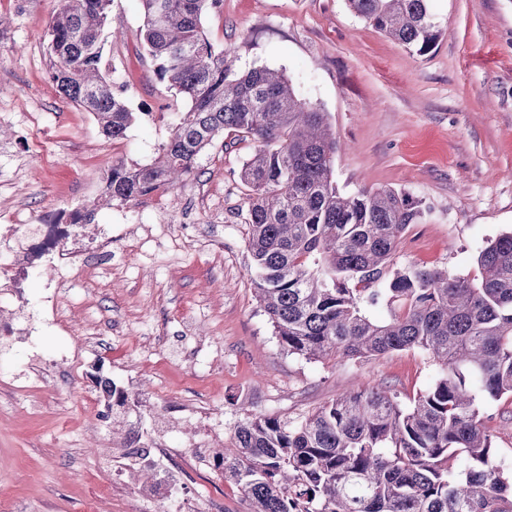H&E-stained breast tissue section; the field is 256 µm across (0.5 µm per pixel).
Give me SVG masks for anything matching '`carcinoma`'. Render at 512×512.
I'll use <instances>...</instances> for the list:
<instances>
[{
    "instance_id": "carcinoma-1",
    "label": "carcinoma",
    "mask_w": 512,
    "mask_h": 512,
    "mask_svg": "<svg viewBox=\"0 0 512 512\" xmlns=\"http://www.w3.org/2000/svg\"><path fill=\"white\" fill-rule=\"evenodd\" d=\"M112 0H60L48 26L50 78L120 140L136 120L102 70ZM142 44L188 109L146 165L112 166L102 199L127 204L176 187L218 137H250L256 297L280 344L309 361H368L420 349L438 366L410 405L382 386L348 392L293 425L249 415L213 466L253 512H512V472L497 462L482 398H512V231L478 255L475 283L446 270L393 267L420 201L388 187L344 195L326 113L268 67L237 72L203 20L220 0H140ZM380 32L428 52L442 29L430 0H347ZM386 303L379 320L368 309ZM112 413L129 395L104 381Z\"/></svg>"
}]
</instances>
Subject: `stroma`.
I'll return each mask as SVG.
<instances>
[{
	"mask_svg": "<svg viewBox=\"0 0 512 512\" xmlns=\"http://www.w3.org/2000/svg\"><path fill=\"white\" fill-rule=\"evenodd\" d=\"M442 35L421 55L380 33L347 0H221L209 40L244 70L282 71L326 112L342 148L338 190L392 187L421 202L396 266L448 269L479 280V252L512 230V0H432ZM58 0H0V225L46 224L99 204L112 255L62 290L57 325L36 350L0 346V512H252L199 451L229 442L246 413L302 421L338 395L378 383L402 402L436 368L413 349L369 361L321 363L288 354L260 309L246 248L248 190L238 173L251 140L217 139L174 190L100 205L113 163H151L186 100L141 46L140 0H112L103 68L137 114L124 139L49 78L46 25ZM55 286L32 271L23 301L43 307ZM82 347L35 387L19 375L36 358ZM139 400L149 448L120 457L111 422L88 405L95 377ZM500 465L512 471V399H483Z\"/></svg>",
	"mask_w": 512,
	"mask_h": 512,
	"instance_id": "1",
	"label": "stroma"
}]
</instances>
